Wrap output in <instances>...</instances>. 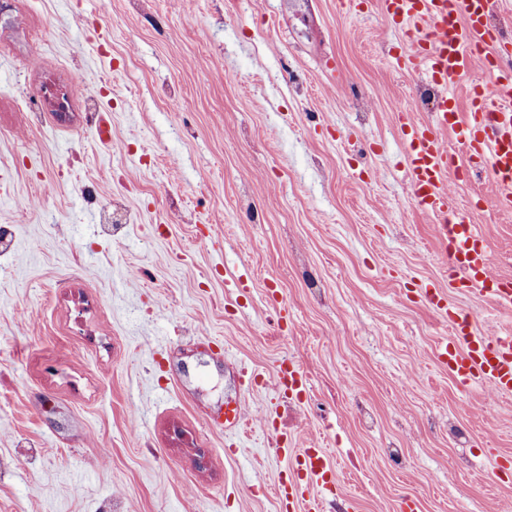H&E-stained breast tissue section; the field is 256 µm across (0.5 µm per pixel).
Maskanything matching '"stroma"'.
Instances as JSON below:
<instances>
[{"mask_svg": "<svg viewBox=\"0 0 512 512\" xmlns=\"http://www.w3.org/2000/svg\"><path fill=\"white\" fill-rule=\"evenodd\" d=\"M408 52L376 0H0V512H279L268 414L327 450L328 512L512 507V396L460 394L420 291L489 334L512 310L449 287L409 196L395 109L432 106ZM75 74L68 121L34 111ZM448 190L485 197L512 277L491 179ZM238 398L230 451L202 414ZM277 386L290 400H302L309 388V380L301 367L292 362L282 363L277 372Z\"/></svg>", "mask_w": 512, "mask_h": 512, "instance_id": "1", "label": "stroma"}]
</instances>
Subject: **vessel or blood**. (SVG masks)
Wrapping results in <instances>:
<instances>
[{
  "instance_id": "b4317fda",
  "label": "vessel or blood",
  "mask_w": 512,
  "mask_h": 512,
  "mask_svg": "<svg viewBox=\"0 0 512 512\" xmlns=\"http://www.w3.org/2000/svg\"><path fill=\"white\" fill-rule=\"evenodd\" d=\"M382 10L402 25L411 51L408 66L423 71L434 91L432 123L399 115L406 147L407 188L414 205L438 219L436 236L448 261V280L457 288L512 309V280L491 276L493 249L472 218L461 215L448 182L473 171H488L497 191L496 207L512 213V45L492 28L493 0H381ZM481 70L484 79L468 87V108L459 112L449 85ZM454 139L467 161L458 163L446 144ZM426 301L446 315L451 336L439 345L438 358L462 389L481 384L500 395L512 394V333L486 336L471 329L469 316L451 309L437 289ZM277 386L285 397L302 399L309 380L301 367L282 363ZM244 419L240 402L225 403L210 424L237 435ZM288 456L287 479L274 491L283 512H326V497L340 487L336 468L323 448H282Z\"/></svg>"
}]
</instances>
